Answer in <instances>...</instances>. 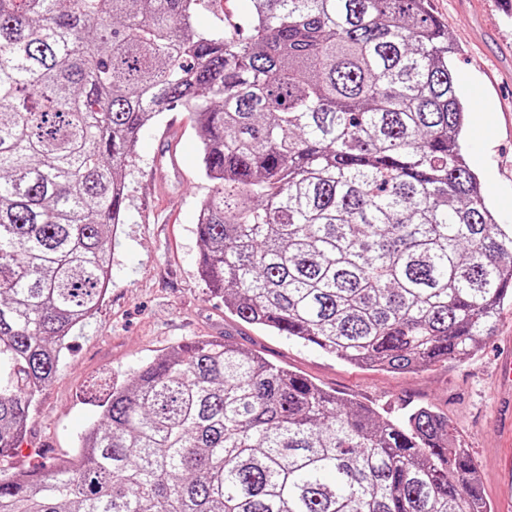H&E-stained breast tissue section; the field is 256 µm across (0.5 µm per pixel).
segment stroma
I'll use <instances>...</instances> for the list:
<instances>
[{"label": "stroma", "mask_w": 512, "mask_h": 512, "mask_svg": "<svg viewBox=\"0 0 512 512\" xmlns=\"http://www.w3.org/2000/svg\"><path fill=\"white\" fill-rule=\"evenodd\" d=\"M430 6L455 49L459 98L467 104L473 88L482 92L483 111L469 115L466 158L498 224L511 229L512 17L498 0H430ZM174 126L181 135L177 174L157 154L162 135ZM199 148L197 129L177 110L164 111L142 132L126 174L124 222L112 233V282L97 314L71 338L57 376L37 395L25 445L10 467L70 458L78 435L100 417L113 381L175 342L226 338L385 416L432 406L471 449L495 512H512V380L496 377L497 367L512 361V302L470 360L406 374L351 366L242 323L198 275V203L211 187L200 173Z\"/></svg>", "instance_id": "35a3bbf8"}]
</instances>
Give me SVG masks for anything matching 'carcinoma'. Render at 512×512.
Masks as SVG:
<instances>
[{
	"instance_id": "1",
	"label": "carcinoma",
	"mask_w": 512,
	"mask_h": 512,
	"mask_svg": "<svg viewBox=\"0 0 512 512\" xmlns=\"http://www.w3.org/2000/svg\"><path fill=\"white\" fill-rule=\"evenodd\" d=\"M0 0V463L93 318L142 128L188 113L201 277L240 321L358 367L462 362L512 298L428 0ZM209 12L212 26L196 17ZM0 512H493L429 407L398 417L228 341L112 384L74 458Z\"/></svg>"
}]
</instances>
